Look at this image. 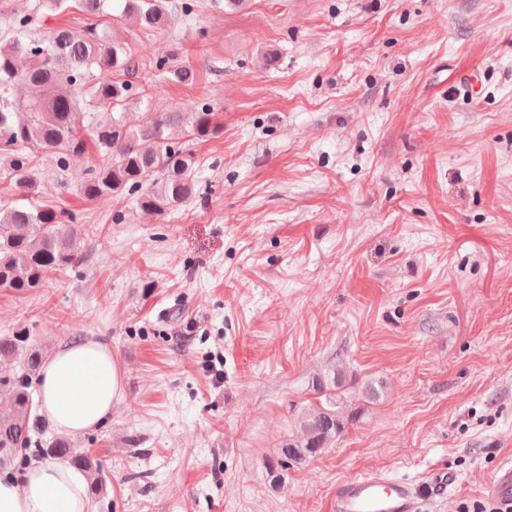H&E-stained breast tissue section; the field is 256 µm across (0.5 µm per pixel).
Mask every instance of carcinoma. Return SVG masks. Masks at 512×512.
I'll return each mask as SVG.
<instances>
[{
  "label": "carcinoma",
  "mask_w": 512,
  "mask_h": 512,
  "mask_svg": "<svg viewBox=\"0 0 512 512\" xmlns=\"http://www.w3.org/2000/svg\"><path fill=\"white\" fill-rule=\"evenodd\" d=\"M72 2L95 18L81 33L67 27L46 33L36 26L33 15L23 14L15 16L10 31L0 37V158H7L3 175L20 196L34 199L40 185L35 148L53 160L61 185L84 200L133 195L141 210L164 216L196 194V159L183 139L215 137L221 126L207 107L145 112L138 123H128L121 109L133 94L132 84L112 76L133 75L140 62L96 21L110 0H50L56 9ZM194 7L192 0H182L173 10L168 0H122L120 19L140 30L164 31L173 11L187 17ZM154 65L181 82L195 79L191 69H171L163 58ZM17 84L26 90L22 99L14 95ZM91 147V164L70 177L72 159L88 154ZM85 237L65 209L34 204L0 207V288L28 294L44 287L48 275L82 261ZM2 362L17 364L18 371L0 373V396L8 399L6 407H0V468L25 463L31 455L63 460L83 470L91 494L100 495L99 459L76 448L67 436H34L32 388L42 362L40 349L21 331L0 336ZM340 387L339 375L317 381V397L302 415L298 433L284 440L267 464L271 488H284L290 467L321 454L358 420V410L341 409Z\"/></svg>",
  "instance_id": "carcinoma-1"
}]
</instances>
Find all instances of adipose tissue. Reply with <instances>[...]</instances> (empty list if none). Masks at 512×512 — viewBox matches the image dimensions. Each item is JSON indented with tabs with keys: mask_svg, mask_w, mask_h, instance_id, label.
Returning a JSON list of instances; mask_svg holds the SVG:
<instances>
[{
	"mask_svg": "<svg viewBox=\"0 0 512 512\" xmlns=\"http://www.w3.org/2000/svg\"><path fill=\"white\" fill-rule=\"evenodd\" d=\"M124 389V371L109 343L63 342L43 364L41 412L58 432L80 435L112 413ZM0 512H90L86 477L70 466L37 463L21 478L0 477Z\"/></svg>",
	"mask_w": 512,
	"mask_h": 512,
	"instance_id": "ef3b65f1",
	"label": "adipose tissue"
}]
</instances>
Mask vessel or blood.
Returning a JSON list of instances; mask_svg holds the SVG:
<instances>
[{
	"label": "vessel or blood",
	"instance_id": "b4317fda",
	"mask_svg": "<svg viewBox=\"0 0 512 512\" xmlns=\"http://www.w3.org/2000/svg\"><path fill=\"white\" fill-rule=\"evenodd\" d=\"M454 481L446 470L433 472L422 489L376 474L353 478L337 487L331 512H422L425 497L445 492ZM486 490L493 499L512 504V465L499 466Z\"/></svg>",
	"mask_w": 512,
	"mask_h": 512
}]
</instances>
